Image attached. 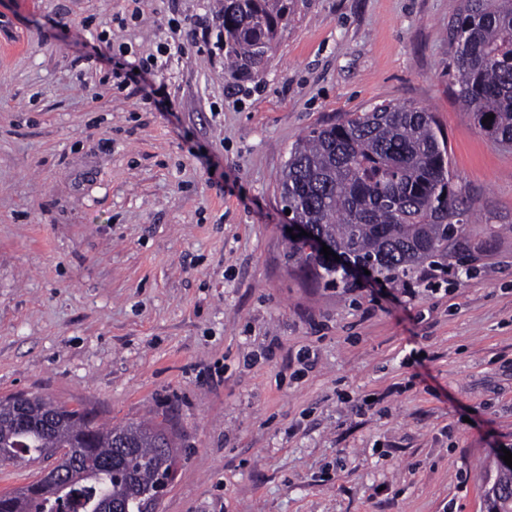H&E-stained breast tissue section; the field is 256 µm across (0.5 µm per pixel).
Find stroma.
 <instances>
[{"label": "stroma", "instance_id": "obj_1", "mask_svg": "<svg viewBox=\"0 0 512 512\" xmlns=\"http://www.w3.org/2000/svg\"><path fill=\"white\" fill-rule=\"evenodd\" d=\"M224 0H0V398L108 424L167 417L158 512H487L512 448V145L448 75L449 0H292L258 79L217 47ZM140 98L92 50L148 55ZM415 102L448 137L472 217L397 304L291 258L293 145ZM179 45H171L164 43L157 49V54H149L146 57H140L135 59L133 62L125 61L124 67L128 68L129 74L135 78H139L143 82L147 83L148 77L152 76L155 71L160 70L164 65L167 64L171 57H174L179 53ZM166 58L164 64L161 58ZM160 62V65H159ZM134 69H138L139 73H135Z\"/></svg>", "mask_w": 512, "mask_h": 512}]
</instances>
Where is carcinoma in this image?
I'll use <instances>...</instances> for the list:
<instances>
[{"label":"carcinoma","mask_w":512,"mask_h":512,"mask_svg":"<svg viewBox=\"0 0 512 512\" xmlns=\"http://www.w3.org/2000/svg\"><path fill=\"white\" fill-rule=\"evenodd\" d=\"M288 0H224V50L230 65L262 74L288 15ZM454 95L488 137L512 143V0H452L450 21ZM494 119L482 120L488 115ZM281 197L292 219L331 238L336 252L370 264L393 284L411 280L427 264L448 265V244L460 236L471 208L454 185L447 136L427 108L382 103L312 131L289 152ZM400 200L393 210L387 196ZM290 252L336 284L343 265H330L306 243ZM47 448H75L73 469L59 499L65 512H99L112 496L127 512H153L163 475L174 476L179 448L163 421L97 423L91 411L26 394L20 404L0 399V463L51 460ZM488 512H512V470L494 469L485 489ZM0 512H59L58 505L23 486L0 496Z\"/></svg>","instance_id":"carcinoma-1"}]
</instances>
